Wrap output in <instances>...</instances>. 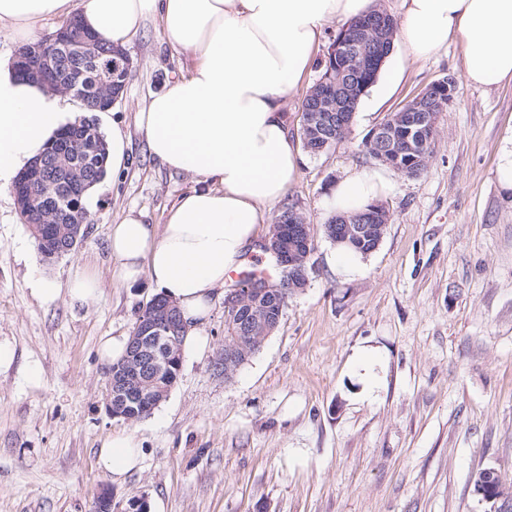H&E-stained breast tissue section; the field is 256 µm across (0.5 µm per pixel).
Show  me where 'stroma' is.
Returning a JSON list of instances; mask_svg holds the SVG:
<instances>
[{
	"label": "stroma",
	"mask_w": 512,
	"mask_h": 512,
	"mask_svg": "<svg viewBox=\"0 0 512 512\" xmlns=\"http://www.w3.org/2000/svg\"><path fill=\"white\" fill-rule=\"evenodd\" d=\"M341 27L326 23L288 97L290 134ZM126 52L123 95L94 116L104 135L121 130L125 161L92 190L78 248L45 261L12 189L0 191V344L14 351L0 368V512H92L103 484L119 505L146 495L152 512H489L473 475L493 468L512 482V191L497 178L512 83L469 84L461 37L417 60L394 43L377 77L384 91L363 95L343 141L305 155L283 199L314 226L306 288L228 379L211 367L224 347L216 303L206 350L184 355L166 399L128 422L106 409L98 346L130 335L155 289L145 276L113 278L110 228L131 210L165 223L199 182L162 166L136 125L149 96L190 66L188 54L172 49L156 18ZM446 76L457 90L426 168L390 171L384 238L357 273L338 276L323 232L330 187L374 167L363 147L370 131ZM87 271L100 293L72 301L67 282ZM121 433L140 442L144 462L115 482L97 450Z\"/></svg>",
	"instance_id": "stroma-1"
}]
</instances>
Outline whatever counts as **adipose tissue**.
<instances>
[{"mask_svg": "<svg viewBox=\"0 0 512 512\" xmlns=\"http://www.w3.org/2000/svg\"><path fill=\"white\" fill-rule=\"evenodd\" d=\"M371 0H0V28L28 36L42 24L79 14L103 42L125 46L150 18L193 64L137 114L151 154L167 169L204 181L183 195L161 228L128 212L109 235L114 272L125 283L148 275L190 327L183 349L207 339L197 329L223 297L271 207L294 182L301 161L284 102L309 69L330 20L363 15ZM397 32L409 56L463 40L464 76L492 87L512 81V0H402ZM68 119L60 100L0 64V188L42 151ZM389 179L353 170L330 190L331 212L351 215L380 200ZM121 481L140 470L139 442L118 434L97 453Z\"/></svg>", "mask_w": 512, "mask_h": 512, "instance_id": "adipose-tissue-1", "label": "adipose tissue"}]
</instances>
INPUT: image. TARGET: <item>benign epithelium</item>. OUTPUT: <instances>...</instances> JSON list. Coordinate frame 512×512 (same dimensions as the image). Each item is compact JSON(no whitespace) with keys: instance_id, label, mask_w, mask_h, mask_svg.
Listing matches in <instances>:
<instances>
[{"instance_id":"obj_1","label":"benign epithelium","mask_w":512,"mask_h":512,"mask_svg":"<svg viewBox=\"0 0 512 512\" xmlns=\"http://www.w3.org/2000/svg\"><path fill=\"white\" fill-rule=\"evenodd\" d=\"M65 29L36 42L40 47V60H35L33 49L17 53L18 61H36L33 72L47 74L51 70L52 49L60 45ZM360 43L341 37L330 49L329 73L345 75L350 72V61L358 59ZM456 80L443 77L417 92L399 109L398 115L371 130L364 142L368 156L406 176H413L425 168L429 160L436 132L437 119L454 99ZM356 111L355 105L342 107L321 99L318 105L302 112L301 128L310 130L324 119L328 112L336 117V127L348 132ZM391 221L389 210L375 203L357 222L340 220L336 226V242L353 248L369 247L376 251ZM264 250L271 253L283 270L277 282L252 277L245 283L224 293V319L240 328V334L224 343L212 367L226 377L234 374L265 340L277 329L281 316L272 319L260 311L263 300L274 296L286 304L288 296L305 288L313 270L314 226L311 224H274L263 242ZM257 310L252 325L238 320L245 309ZM186 333V325L170 302L154 296L146 303L131 332L129 350L125 359L108 369L106 407L114 418L137 421L151 412L165 399L177 381L175 373H165L172 367H181L178 343ZM476 494L491 504L490 512H508L512 509V486L494 469H485L478 478ZM112 491L102 486L94 497V512H114Z\"/></svg>"}]
</instances>
